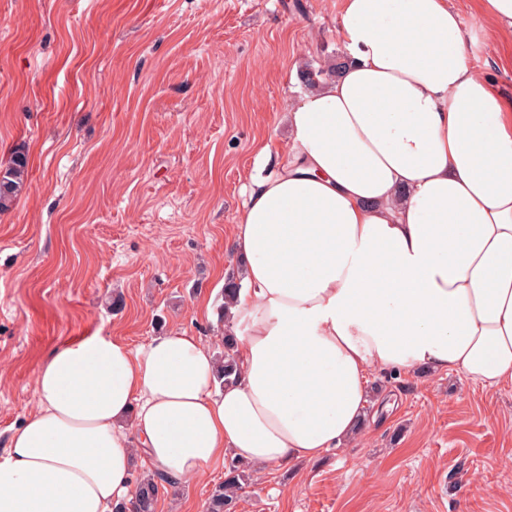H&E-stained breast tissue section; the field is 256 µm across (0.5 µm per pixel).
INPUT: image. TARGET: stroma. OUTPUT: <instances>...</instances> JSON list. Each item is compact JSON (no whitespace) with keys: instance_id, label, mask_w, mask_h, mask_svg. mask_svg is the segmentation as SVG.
I'll use <instances>...</instances> for the list:
<instances>
[{"instance_id":"35a3bbf8","label":"stroma","mask_w":512,"mask_h":512,"mask_svg":"<svg viewBox=\"0 0 512 512\" xmlns=\"http://www.w3.org/2000/svg\"><path fill=\"white\" fill-rule=\"evenodd\" d=\"M470 62L512 99V35L448 0ZM341 0H0V165L29 157L0 214V450L50 352L94 332L174 329L221 351L220 274L253 177L286 163L300 73L343 55ZM361 440L258 475L235 512H512V385L382 374ZM160 483L155 512H205L224 479Z\"/></svg>"}]
</instances>
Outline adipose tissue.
I'll use <instances>...</instances> for the list:
<instances>
[{"mask_svg":"<svg viewBox=\"0 0 512 512\" xmlns=\"http://www.w3.org/2000/svg\"><path fill=\"white\" fill-rule=\"evenodd\" d=\"M342 73L281 116L232 233L236 382L173 330L55 348L0 453V512H113L145 473L263 471L353 442L376 373L512 385V105L448 0H342Z\"/></svg>","mask_w":512,"mask_h":512,"instance_id":"adipose-tissue-1","label":"adipose tissue"}]
</instances>
